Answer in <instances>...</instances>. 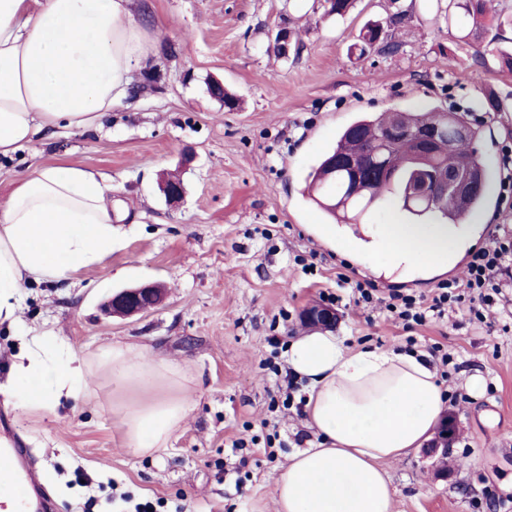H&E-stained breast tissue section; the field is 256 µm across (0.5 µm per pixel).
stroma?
Returning a JSON list of instances; mask_svg holds the SVG:
<instances>
[{"mask_svg":"<svg viewBox=\"0 0 512 512\" xmlns=\"http://www.w3.org/2000/svg\"><path fill=\"white\" fill-rule=\"evenodd\" d=\"M132 18L151 49L147 67L130 74V95L96 131L47 132L0 159V200L17 180L45 164L103 174L112 200L126 211L111 255L62 282L26 286L13 332L0 325V379L20 349L19 336H52L87 363L89 394L61 402L55 413L0 404V426L24 441L45 481V512H276L273 482L307 430L296 409L270 412L277 378L264 363L272 337L307 333L303 314L338 297L333 330L350 348L403 350L442 346L451 356L444 390L459 436L448 458L452 473L435 478L413 450L386 462L395 489L393 512H493L489 495L512 497V288L496 296L493 325L455 308L412 330L351 301L348 273L382 288L432 296L462 277L465 266L428 263L421 272L384 276L388 254L345 257L320 228L327 219L305 192V178L355 116L403 110L483 114L475 147L486 170L487 202L476 241L512 234L502 212L505 147L512 112L484 114L481 98H512V28L495 41L464 42L456 26L425 0H356L345 18L323 0H131ZM403 12L389 28L396 52L361 57L362 28ZM288 29L289 56L275 45ZM220 79L238 104L209 94ZM181 179L185 194L170 202L162 177ZM163 283L164 302L128 318L105 315L112 293ZM179 364L193 408L166 447L148 454L127 448L113 407L144 399L115 391L98 355L112 342ZM277 423L281 447L263 452L264 421ZM247 444L233 449L235 440Z\"/></svg>","mask_w":512,"mask_h":512,"instance_id":"35a3bbf8","label":"stroma"}]
</instances>
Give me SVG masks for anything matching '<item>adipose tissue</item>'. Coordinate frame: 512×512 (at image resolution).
<instances>
[{"mask_svg":"<svg viewBox=\"0 0 512 512\" xmlns=\"http://www.w3.org/2000/svg\"><path fill=\"white\" fill-rule=\"evenodd\" d=\"M130 0H0V156L48 130L95 129L125 92L132 68L145 66L143 33ZM103 176L67 164L22 176L0 203V323L19 325L22 290L55 284L112 252L115 213ZM353 253L388 251L389 272L420 268L422 253L455 266L479 236L464 224H382L360 231L332 226ZM292 372L307 381L303 414L316 441L297 448L276 478L277 512H392L394 492L383 462L420 447L445 409L437 370L420 351L355 349L343 337L312 332L286 351ZM116 388L155 391L123 408L128 447H165L193 406L181 366L113 342L99 354ZM82 358L55 339L19 356L6 405L54 411L61 399L87 393Z\"/></svg>","mask_w":512,"mask_h":512,"instance_id":"obj_1","label":"adipose tissue"}]
</instances>
